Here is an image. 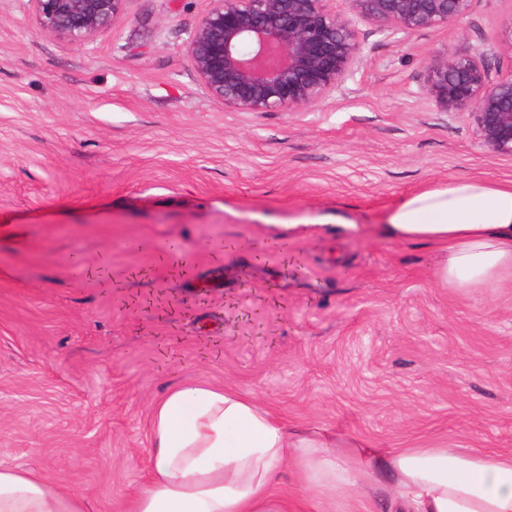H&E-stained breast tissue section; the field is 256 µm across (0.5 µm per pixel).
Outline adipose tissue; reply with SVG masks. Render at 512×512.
Returning a JSON list of instances; mask_svg holds the SVG:
<instances>
[{"mask_svg":"<svg viewBox=\"0 0 512 512\" xmlns=\"http://www.w3.org/2000/svg\"><path fill=\"white\" fill-rule=\"evenodd\" d=\"M383 230L436 246L446 287L490 293L512 285V184L438 182L401 197ZM150 476L127 512H336L382 495L387 512H512V454L385 448L324 426L297 429L252 396L185 383L151 410ZM296 497L276 493L284 467ZM0 512H87L84 499L0 460Z\"/></svg>","mask_w":512,"mask_h":512,"instance_id":"ef3b65f1","label":"adipose tissue"}]
</instances>
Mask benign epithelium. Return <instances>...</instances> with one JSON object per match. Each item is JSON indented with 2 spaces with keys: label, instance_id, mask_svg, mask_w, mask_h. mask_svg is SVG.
<instances>
[{
  "label": "benign epithelium",
  "instance_id": "benign-epithelium-1",
  "mask_svg": "<svg viewBox=\"0 0 512 512\" xmlns=\"http://www.w3.org/2000/svg\"><path fill=\"white\" fill-rule=\"evenodd\" d=\"M36 27L73 46L90 43L127 0H30ZM474 0H210L186 54L203 92L234 112H306L364 60L358 25L411 36L461 24ZM498 45L512 61V18ZM426 93L439 112H465L479 144L512 157V67L485 55L430 52Z\"/></svg>",
  "mask_w": 512,
  "mask_h": 512
}]
</instances>
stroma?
Segmentation results:
<instances>
[{
	"label": "stroma",
	"mask_w": 512,
	"mask_h": 512,
	"mask_svg": "<svg viewBox=\"0 0 512 512\" xmlns=\"http://www.w3.org/2000/svg\"><path fill=\"white\" fill-rule=\"evenodd\" d=\"M208 8L127 0L76 47L0 0V458L124 512L151 407L186 381L388 448L512 452V287H441L433 246L378 229L431 184L512 182L422 68L498 53L512 0L406 38L361 25L362 66L291 114L204 94L185 44Z\"/></svg>",
	"instance_id": "stroma-1"
}]
</instances>
